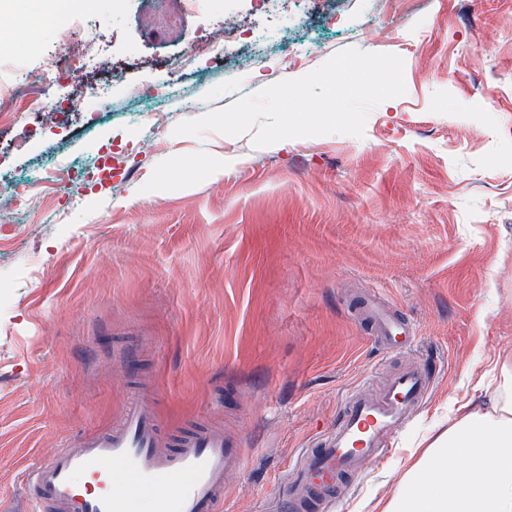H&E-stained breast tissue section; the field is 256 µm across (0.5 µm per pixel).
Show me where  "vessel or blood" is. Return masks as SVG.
I'll return each instance as SVG.
<instances>
[{
  "instance_id": "b4317fda",
  "label": "vessel or blood",
  "mask_w": 512,
  "mask_h": 512,
  "mask_svg": "<svg viewBox=\"0 0 512 512\" xmlns=\"http://www.w3.org/2000/svg\"><path fill=\"white\" fill-rule=\"evenodd\" d=\"M365 314L385 345H412L407 321L373 306ZM430 382L429 373L409 368L379 394L356 390L346 396L334 430L296 466L287 492L295 512H320L347 479L385 455L393 434L426 399ZM161 437L153 410L136 403L112 429L68 441L23 470L31 512H223L225 476L245 464L238 445L225 441L223 431L205 428L166 452Z\"/></svg>"
}]
</instances>
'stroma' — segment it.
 <instances>
[{"label": "stroma", "mask_w": 512, "mask_h": 512, "mask_svg": "<svg viewBox=\"0 0 512 512\" xmlns=\"http://www.w3.org/2000/svg\"><path fill=\"white\" fill-rule=\"evenodd\" d=\"M67 2L40 31L19 10L0 31V84L23 70L65 110L17 104L0 126V176L33 197L0 211V512H23L27 463L134 401L168 437L217 426L240 444L224 512H288L280 489L342 398L414 364L433 375L425 403L331 510L378 512L449 406L487 400L489 362L512 352V0H419L410 19L350 0L341 21L334 0H292L284 18L208 0L184 19L199 42L222 40L225 16L249 23L255 69L241 42L185 61V40L148 34L152 0ZM67 27L104 50L40 85ZM351 47L404 60L405 94L363 137L173 132ZM145 84L164 92L143 99ZM52 148L101 164L100 180L42 202ZM219 162L223 175L180 177ZM367 296L413 325L411 349L375 342L356 312Z\"/></svg>", "instance_id": "obj_1"}]
</instances>
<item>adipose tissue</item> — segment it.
Wrapping results in <instances>:
<instances>
[{"label": "adipose tissue", "instance_id": "obj_1", "mask_svg": "<svg viewBox=\"0 0 512 512\" xmlns=\"http://www.w3.org/2000/svg\"><path fill=\"white\" fill-rule=\"evenodd\" d=\"M489 405L452 408L380 512H512V355L489 363ZM467 461L465 469L452 465Z\"/></svg>", "mask_w": 512, "mask_h": 512}]
</instances>
